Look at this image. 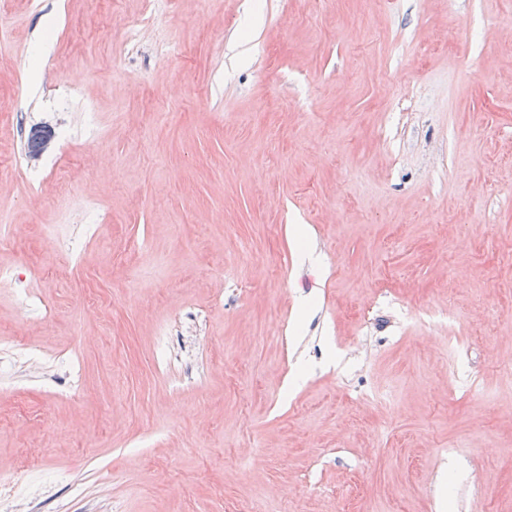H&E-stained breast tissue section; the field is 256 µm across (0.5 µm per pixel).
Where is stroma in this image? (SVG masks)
I'll list each match as a JSON object with an SVG mask.
<instances>
[{
  "mask_svg": "<svg viewBox=\"0 0 512 512\" xmlns=\"http://www.w3.org/2000/svg\"><path fill=\"white\" fill-rule=\"evenodd\" d=\"M147 9L0 0V512H512V0ZM52 137V130L48 126L31 127L25 142V151L29 157L33 159L40 157L46 150ZM0 286L11 288L20 303L37 317L47 320L49 307L46 298L39 295L37 287H34L15 267L0 264Z\"/></svg>",
  "mask_w": 512,
  "mask_h": 512,
  "instance_id": "obj_1",
  "label": "stroma"
}]
</instances>
